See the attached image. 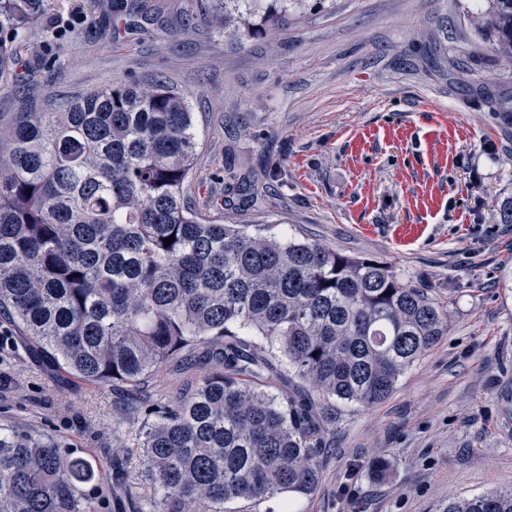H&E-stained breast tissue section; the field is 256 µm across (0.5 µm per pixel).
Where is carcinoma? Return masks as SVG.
<instances>
[{
  "label": "carcinoma",
  "instance_id": "carcinoma-1",
  "mask_svg": "<svg viewBox=\"0 0 512 512\" xmlns=\"http://www.w3.org/2000/svg\"><path fill=\"white\" fill-rule=\"evenodd\" d=\"M58 0H0V79L20 32ZM244 41L304 0H218ZM470 15L512 68V0ZM187 95L121 83L23 112L0 151V313L36 358L101 388H131L142 422L139 512H229L318 490L341 404L383 401L448 336V305L385 263L249 224H207L187 196L196 154ZM259 174L224 204L253 207ZM172 237L169 246L163 239ZM285 385L271 391L273 362ZM166 364L199 368L173 396ZM94 463L51 438L0 433V512H99ZM446 512H512V487Z\"/></svg>",
  "mask_w": 512,
  "mask_h": 512
}]
</instances>
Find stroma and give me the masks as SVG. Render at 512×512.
<instances>
[{"instance_id": "obj_1", "label": "stroma", "mask_w": 512, "mask_h": 512, "mask_svg": "<svg viewBox=\"0 0 512 512\" xmlns=\"http://www.w3.org/2000/svg\"><path fill=\"white\" fill-rule=\"evenodd\" d=\"M67 0L80 38L28 26L17 83L0 88V132L53 99L160 77L188 96L191 201L208 217L271 224L451 298L449 334L383 402L346 405L318 491L299 512H446L449 499L512 486V70L468 23L478 0H306L238 41L214 0ZM232 158L233 173L224 160ZM270 171L258 209L224 204L229 176ZM123 389L66 379L26 353L0 317V428L53 437L148 499L141 424ZM389 461L384 475L375 460Z\"/></svg>"}]
</instances>
